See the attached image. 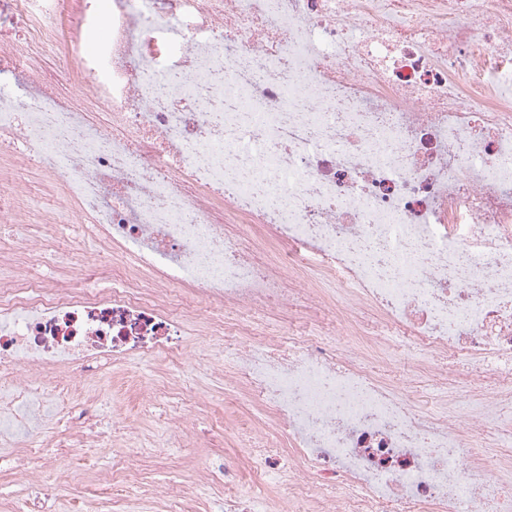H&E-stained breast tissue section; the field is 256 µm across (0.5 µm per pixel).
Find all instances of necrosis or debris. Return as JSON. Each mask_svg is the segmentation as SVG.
<instances>
[{
  "mask_svg": "<svg viewBox=\"0 0 512 512\" xmlns=\"http://www.w3.org/2000/svg\"><path fill=\"white\" fill-rule=\"evenodd\" d=\"M0 0V164L44 181L85 245L0 246V441L28 483L73 484L66 451L116 447L84 512H512V0ZM106 25L50 87L42 49ZM48 265L49 282L30 269ZM274 309L301 326L267 320ZM203 365L263 411L175 489L142 478L183 447L101 402L57 433L44 387L134 361ZM260 486L269 494L247 493ZM287 489L284 498L277 489Z\"/></svg>",
  "mask_w": 512,
  "mask_h": 512,
  "instance_id": "1",
  "label": "necrosis or debris"
}]
</instances>
